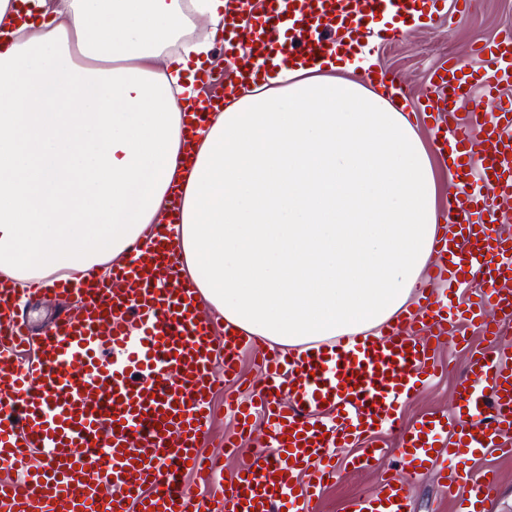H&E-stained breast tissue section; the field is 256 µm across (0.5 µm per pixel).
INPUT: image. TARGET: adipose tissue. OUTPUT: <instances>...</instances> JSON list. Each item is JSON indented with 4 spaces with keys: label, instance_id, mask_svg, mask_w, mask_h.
<instances>
[{
    "label": "adipose tissue",
    "instance_id": "adipose-tissue-1",
    "mask_svg": "<svg viewBox=\"0 0 512 512\" xmlns=\"http://www.w3.org/2000/svg\"><path fill=\"white\" fill-rule=\"evenodd\" d=\"M224 0H0V277L104 281L161 223L210 309L305 351L379 334L416 295L442 211L391 86L335 62L230 98L185 156Z\"/></svg>",
    "mask_w": 512,
    "mask_h": 512
}]
</instances>
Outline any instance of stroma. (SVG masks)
<instances>
[{
    "mask_svg": "<svg viewBox=\"0 0 512 512\" xmlns=\"http://www.w3.org/2000/svg\"><path fill=\"white\" fill-rule=\"evenodd\" d=\"M509 27L512 28V0H475L466 18L448 12L433 26L406 31L395 43L372 45L370 55L375 70L399 76L408 108L414 111L428 90L429 70L439 58L455 55L469 67L480 68V59L471 53L473 44L493 38ZM485 345V339L474 334L470 337L469 349L441 350L439 358L445 368L443 375L405 403L404 418L414 422L434 410L456 411L459 403L455 386L467 371L469 350ZM336 454L340 475L333 485L320 491L316 512H341L345 499L360 490L375 487L388 467L387 462L382 461L367 469L354 470L347 465L354 454L353 449L340 448Z\"/></svg>",
    "mask_w": 512,
    "mask_h": 512,
    "instance_id": "35a3bbf8",
    "label": "stroma"
}]
</instances>
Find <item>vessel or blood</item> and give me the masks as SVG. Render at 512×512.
Segmentation results:
<instances>
[{"label": "vessel or blood", "mask_w": 512, "mask_h": 512, "mask_svg": "<svg viewBox=\"0 0 512 512\" xmlns=\"http://www.w3.org/2000/svg\"><path fill=\"white\" fill-rule=\"evenodd\" d=\"M472 0H225L224 71L196 77L202 97L183 124L195 138L209 113L232 93L263 83L291 65L342 64L361 54L368 35L390 42L410 24L435 22ZM479 70L445 59L430 76L420 108L440 163L464 190L445 196L435 259L416 302L381 336H342L294 355L265 349L263 385L250 399L227 393L236 420L224 448L205 452L212 397L220 381L241 384L252 337L233 327L216 333L184 280L172 237L179 194L166 202L167 221L152 225L108 285L79 288L55 280L56 295H76V313L57 316L31 341L17 293L0 281V512H315L316 491L336 481L333 451L358 447L354 468L384 453L378 433L399 439L408 470L385 476L375 490L348 500L343 512H413L412 479L445 451L444 486L455 512H487L496 470L475 461L507 452L512 440V234L500 231L512 211V31L478 43ZM479 90L469 111L457 98ZM459 154L449 157V141ZM463 296L449 312L445 294ZM490 339L476 351L458 387L462 411L428 413L407 423L400 406L438 369L437 351L461 345L463 327ZM122 360H112L113 352ZM224 363L216 376L215 360ZM264 421L265 434L254 424ZM253 447L233 473L224 457L244 435ZM47 462L37 466L35 454ZM222 483L202 498L182 482Z\"/></svg>", "instance_id": "obj_1"}]
</instances>
